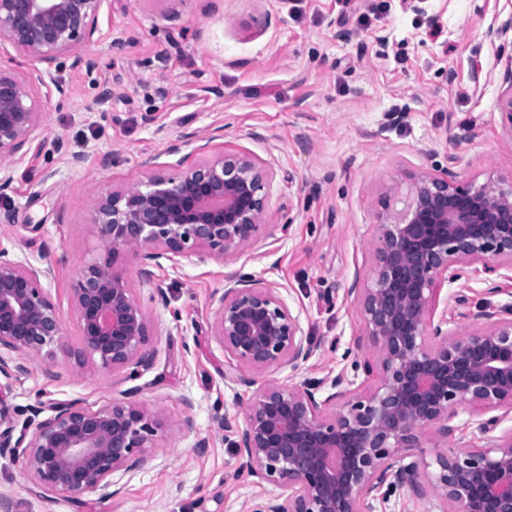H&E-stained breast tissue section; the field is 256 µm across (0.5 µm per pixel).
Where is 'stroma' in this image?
Returning <instances> with one entry per match:
<instances>
[{"label":"stroma","mask_w":512,"mask_h":512,"mask_svg":"<svg viewBox=\"0 0 512 512\" xmlns=\"http://www.w3.org/2000/svg\"><path fill=\"white\" fill-rule=\"evenodd\" d=\"M511 15L512 0H428L422 14L409 0H112L99 18L103 39L82 48L97 70H61L72 95L47 110L41 148L13 168L0 197L12 213L0 245L33 266L54 264L48 291L65 321L59 380L36 368L12 385L16 433L31 434L52 403L96 409L121 398L123 385L98 361L73 357L70 288L99 254L91 203L143 179L145 159L176 174L168 146L216 127L223 135L211 153H248L276 173L266 232L238 268L282 284L305 334L329 344L297 374L271 369L267 378L297 385L343 371L364 380L348 289L372 272L382 185L432 167L461 181L512 174L499 109L512 43L486 35ZM117 77L119 95L101 102L99 83ZM225 271L195 256L163 265L158 295L144 301L157 361L136 380V399L175 424L191 417L192 429L159 435L152 462L124 476L116 502L38 496L20 462L1 454L0 493L15 512H239L254 489L233 478L238 456L217 432L249 391L225 384L229 362L208 332ZM211 435L214 448L197 452Z\"/></svg>","instance_id":"35a3bbf8"}]
</instances>
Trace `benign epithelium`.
<instances>
[{"instance_id": "obj_1", "label": "benign epithelium", "mask_w": 512, "mask_h": 512, "mask_svg": "<svg viewBox=\"0 0 512 512\" xmlns=\"http://www.w3.org/2000/svg\"><path fill=\"white\" fill-rule=\"evenodd\" d=\"M111 0H0V42L46 63L24 74L0 68V195L10 189V166L25 161L45 108L70 90L52 73L60 57L92 71L81 48L103 38L99 17ZM502 117L512 135V70L503 77ZM216 130L185 134L168 147H207ZM174 176L153 171L135 185L97 197L91 208L100 255L71 288L80 331L77 356L136 379L152 368L150 323L126 274L136 262L149 285L165 259L235 264L265 230L275 171L244 153L226 151ZM372 276L348 289L376 349L364 362L374 379L365 396L344 372L300 385L254 374L296 373L325 348L304 334L300 313L281 285L237 270L211 297L210 335L232 367L224 381L254 388L244 423L224 416L219 431L241 458L237 474L256 492L241 512H378L399 488L439 512H512V313L489 306L459 312L470 273L494 276L489 292L512 279V176L490 172L462 183L446 170L408 176L402 207L382 218ZM51 266L34 267L0 245V454L15 456L45 493L80 501L119 500L116 475L144 469L165 429L161 411L128 399L96 410L59 402L31 436L13 438L7 401L14 380L38 366L47 378L64 336L46 289ZM466 413L469 419H456ZM481 434L465 438L470 426ZM441 449L440 472L422 481L420 449Z\"/></svg>"}]
</instances>
